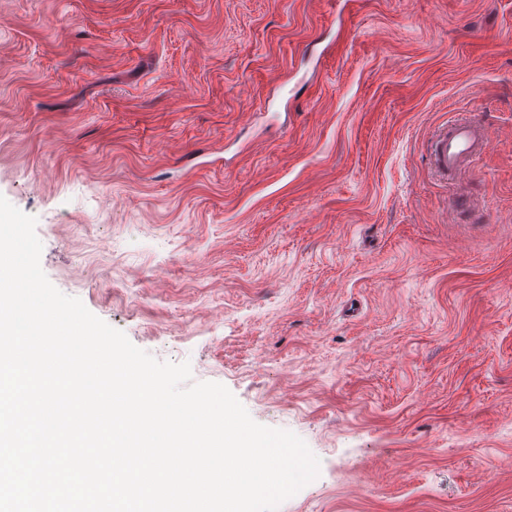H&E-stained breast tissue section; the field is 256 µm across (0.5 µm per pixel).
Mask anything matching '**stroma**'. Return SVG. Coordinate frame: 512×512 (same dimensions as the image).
I'll list each match as a JSON object with an SVG mask.
<instances>
[{"instance_id":"1","label":"stroma","mask_w":512,"mask_h":512,"mask_svg":"<svg viewBox=\"0 0 512 512\" xmlns=\"http://www.w3.org/2000/svg\"><path fill=\"white\" fill-rule=\"evenodd\" d=\"M0 196L59 291L306 442L279 512H512V0H0ZM488 145V133L473 121H460L440 132L432 144L433 166L440 176L455 175L476 157L478 144Z\"/></svg>"}]
</instances>
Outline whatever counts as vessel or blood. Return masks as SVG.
<instances>
[{
    "mask_svg": "<svg viewBox=\"0 0 512 512\" xmlns=\"http://www.w3.org/2000/svg\"><path fill=\"white\" fill-rule=\"evenodd\" d=\"M488 134L471 121H460L440 132L432 144L433 166L440 176H451L473 162L477 148L487 145Z\"/></svg>",
    "mask_w": 512,
    "mask_h": 512,
    "instance_id": "b4317fda",
    "label": "vessel or blood"
}]
</instances>
